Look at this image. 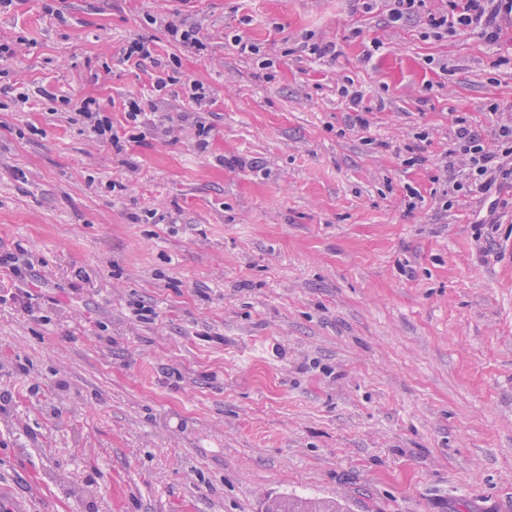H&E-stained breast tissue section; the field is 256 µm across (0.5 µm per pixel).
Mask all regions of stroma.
<instances>
[{
  "instance_id": "35a3bbf8",
  "label": "stroma",
  "mask_w": 512,
  "mask_h": 512,
  "mask_svg": "<svg viewBox=\"0 0 512 512\" xmlns=\"http://www.w3.org/2000/svg\"><path fill=\"white\" fill-rule=\"evenodd\" d=\"M54 6L0 8V253L38 283L33 314L0 306V512H512V191L493 227L444 192L458 121L492 149L512 122V62L425 37L446 0ZM39 87L96 100L119 147ZM0 271L5 269L9 278L15 281H29L34 269L33 260L23 251L0 254ZM337 506L324 501H302L274 498L268 501L265 512H342Z\"/></svg>"
}]
</instances>
